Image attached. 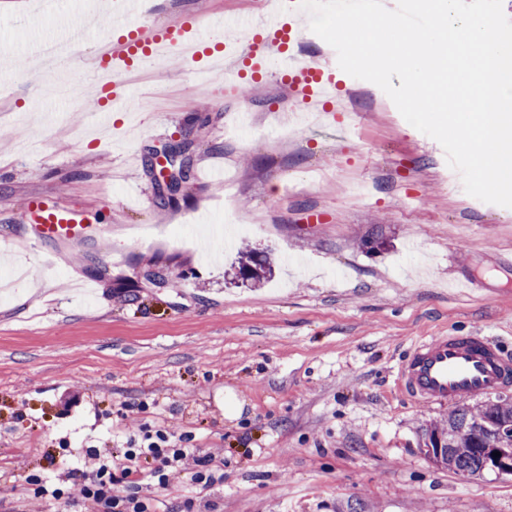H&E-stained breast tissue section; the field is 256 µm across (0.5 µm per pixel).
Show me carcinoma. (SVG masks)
I'll list each match as a JSON object with an SVG mask.
<instances>
[{"mask_svg": "<svg viewBox=\"0 0 512 512\" xmlns=\"http://www.w3.org/2000/svg\"><path fill=\"white\" fill-rule=\"evenodd\" d=\"M232 279L257 284L268 278L271 267L256 252L243 249L233 265ZM512 401L497 405L459 406L434 423L425 445L442 447L441 466L455 474L481 475L489 470L481 449L486 446L512 448Z\"/></svg>", "mask_w": 512, "mask_h": 512, "instance_id": "carcinoma-1", "label": "carcinoma"}]
</instances>
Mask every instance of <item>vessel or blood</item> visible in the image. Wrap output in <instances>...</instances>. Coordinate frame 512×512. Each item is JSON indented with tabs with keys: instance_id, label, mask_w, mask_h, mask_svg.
I'll return each mask as SVG.
<instances>
[{
	"instance_id": "vessel-or-blood-1",
	"label": "vessel or blood",
	"mask_w": 512,
	"mask_h": 512,
	"mask_svg": "<svg viewBox=\"0 0 512 512\" xmlns=\"http://www.w3.org/2000/svg\"><path fill=\"white\" fill-rule=\"evenodd\" d=\"M144 7L145 0H118L115 14L101 21L109 35L97 47L93 71L116 76L110 96L98 100L96 116L101 123H111L113 113L132 109L121 73L133 72L136 65L161 54L178 56L191 65L202 53H209L225 73L224 84L228 87L235 86L242 66L262 72L273 64L290 97L304 111H332L337 88L335 58L329 55L303 62L295 57L293 48L303 22L296 10H285L279 2L251 17L222 21V28L238 32L239 39L230 47L218 42L208 49L197 16L157 25L145 17ZM82 26L77 19L62 25L54 47L57 75L71 74V34ZM16 220L36 225L42 241L53 242L93 239L95 226L103 218L55 198L33 194L25 200ZM394 383L396 391L409 400L434 405L492 395L512 385V353L490 330L453 331L414 343L397 363Z\"/></svg>"
}]
</instances>
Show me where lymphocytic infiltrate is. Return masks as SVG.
I'll use <instances>...</instances> for the list:
<instances>
[{"label": "lymphocytic infiltrate", "mask_w": 512, "mask_h": 512, "mask_svg": "<svg viewBox=\"0 0 512 512\" xmlns=\"http://www.w3.org/2000/svg\"><path fill=\"white\" fill-rule=\"evenodd\" d=\"M217 457V452L188 446L185 436L172 426L139 422L122 447L83 450L72 462L68 488L36 479L33 498L68 505L88 502L95 512H149L150 504L141 494L143 481L165 490L188 475L209 485L213 482L209 466Z\"/></svg>", "instance_id": "1"}]
</instances>
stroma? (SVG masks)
I'll return each mask as SVG.
<instances>
[{"mask_svg":"<svg viewBox=\"0 0 512 512\" xmlns=\"http://www.w3.org/2000/svg\"><path fill=\"white\" fill-rule=\"evenodd\" d=\"M0 0V261L40 277L0 288V512H28V476H66L69 450L111 445L130 419L169 423L224 463L202 488L155 493V512H512V476H462L424 453L444 406L394 390L404 351L477 327L512 349V209L468 195L441 145L373 83L338 72L364 118L339 137L289 108L276 80L197 86L177 58L135 80L136 106L97 129L81 84L68 107L21 48L89 0ZM152 21L218 24L258 0H148ZM206 102L200 112L189 99ZM248 111L250 125L235 114ZM188 173L157 197L156 151ZM378 192L349 197L347 181ZM32 193L110 218L95 241L48 244L11 220ZM265 253L261 285L226 275ZM469 278L466 288L453 287ZM233 392L243 408L224 412Z\"/></svg>","mask_w":512,"mask_h":512,"instance_id":"35a3bbf8","label":"stroma"}]
</instances>
